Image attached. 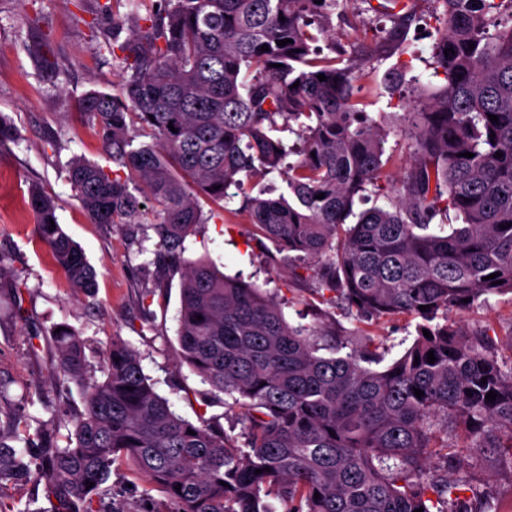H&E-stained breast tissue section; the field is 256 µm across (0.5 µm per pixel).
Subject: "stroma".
<instances>
[{
	"label": "stroma",
	"instance_id": "35a3bbf8",
	"mask_svg": "<svg viewBox=\"0 0 512 512\" xmlns=\"http://www.w3.org/2000/svg\"><path fill=\"white\" fill-rule=\"evenodd\" d=\"M431 0H417L419 26L409 38L419 56L392 55L365 65L366 112L402 113V92L388 93L389 72L419 77L423 87L439 89L442 78L430 66L437 22ZM132 0H0V115L17 128L19 139L0 145V407L19 411L24 421L13 446L38 442L48 428L55 448L72 441L74 419L83 409V390L56 383L54 329L69 325L85 344L89 374L104 380V353L120 341L137 354L155 391L176 413L195 419L198 412L219 416L225 431L240 434L242 422L226 414L223 397L181 363L177 329L180 280L177 272L153 262V231L143 224L113 227L91 223L68 179L73 158L113 171L112 154L96 126L77 110L91 90L116 92L125 73L112 52V19L132 12ZM40 186L57 204L63 230L83 249L96 271L97 288L88 299L70 288L35 233L26 202L30 186ZM206 223L185 241L184 260L206 259L225 274L243 273L285 299L294 324L335 327L351 344L367 336L398 340L413 333L414 320H360L356 314L321 301L313 272L298 266L279 244L252 237L247 215L222 213L203 203ZM450 325L486 332L495 341L512 337V294L449 313ZM463 470L472 492L457 501V512H478L482 498L512 503V460L494 454L465 458ZM0 499L16 512H52L43 487L31 482L0 485ZM101 512H175L165 494L126 464L114 465L96 497Z\"/></svg>",
	"mask_w": 512,
	"mask_h": 512
}]
</instances>
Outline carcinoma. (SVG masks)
I'll list each match as a JSON object with an SVG mask.
<instances>
[{
  "label": "carcinoma",
  "mask_w": 512,
  "mask_h": 512,
  "mask_svg": "<svg viewBox=\"0 0 512 512\" xmlns=\"http://www.w3.org/2000/svg\"><path fill=\"white\" fill-rule=\"evenodd\" d=\"M354 2L154 0L149 26L134 21L128 38L124 21L112 23L131 76L115 94H83L78 108L124 175L77 158L69 179L92 223L151 226L155 263L181 271L180 357L228 396L244 432L176 414L116 341L105 379L88 377L82 341L62 326L55 377L84 390L75 444L19 452L3 440L18 414L6 415L0 485L33 476L55 512H95L98 485L126 463L178 512H276L268 496L281 512H451L471 489L465 475L448 480L458 449L512 457V358L490 336L448 325L454 308L512 294V0L477 10L433 0L443 28L431 58L445 85L414 92L399 116L410 164L391 192L380 183L391 124L364 110L363 56L406 54L418 17L414 0H384L373 11L391 28L362 29L349 51L318 46ZM274 171L287 193H248ZM372 195L389 205L354 213ZM237 196L230 213L246 212L255 234L321 263L323 301L375 321L419 319L404 353L384 366L383 342L351 347L293 326L256 284L204 259L183 264L186 238L206 221L199 200L225 211ZM27 205L71 288L95 297V271L58 224L55 200L33 185Z\"/></svg>",
  "instance_id": "1"
}]
</instances>
